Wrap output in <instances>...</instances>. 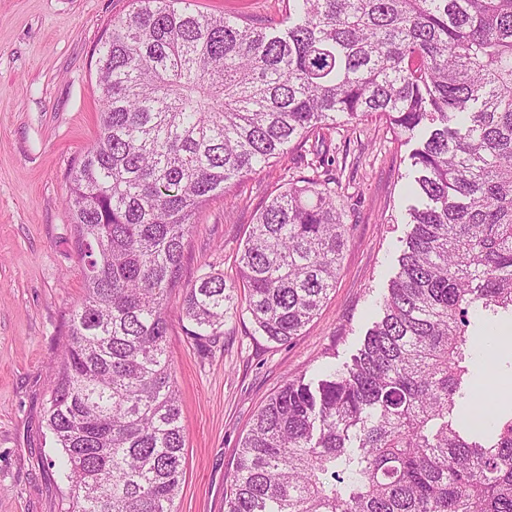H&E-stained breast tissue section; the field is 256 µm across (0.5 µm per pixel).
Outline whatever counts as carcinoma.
Listing matches in <instances>:
<instances>
[{
    "label": "carcinoma",
    "mask_w": 512,
    "mask_h": 512,
    "mask_svg": "<svg viewBox=\"0 0 512 512\" xmlns=\"http://www.w3.org/2000/svg\"><path fill=\"white\" fill-rule=\"evenodd\" d=\"M103 110L69 175L83 263L47 428L65 512H177L185 439L168 294L209 198L310 136L379 114L418 204L381 317L350 361L289 379L242 438L225 512H512V416L481 403L470 314L512 323V0H288L276 24L130 0L98 48ZM288 180L239 255L245 310L289 341L354 226L336 188ZM235 305L184 287L198 337Z\"/></svg>",
    "instance_id": "cac0c4a2"
}]
</instances>
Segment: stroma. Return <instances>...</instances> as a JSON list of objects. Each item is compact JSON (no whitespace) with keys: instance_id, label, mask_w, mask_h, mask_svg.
Segmentation results:
<instances>
[{"instance_id":"stroma-1","label":"stroma","mask_w":512,"mask_h":512,"mask_svg":"<svg viewBox=\"0 0 512 512\" xmlns=\"http://www.w3.org/2000/svg\"><path fill=\"white\" fill-rule=\"evenodd\" d=\"M196 10L279 21L284 0H195ZM129 0H0V512H61L65 486L46 427L50 362L83 294L65 206L68 175L93 143L101 111L96 49ZM328 171L355 227L336 286L299 336L274 342L244 308L221 335L196 337L185 284L208 271L237 283L236 261L264 203L306 174L313 141L247 175L199 210L179 288L169 295L168 350L180 396L185 475L178 512H224L241 438L287 379L315 377L356 353L394 276L410 225L407 146L373 116L325 131Z\"/></svg>"}]
</instances>
